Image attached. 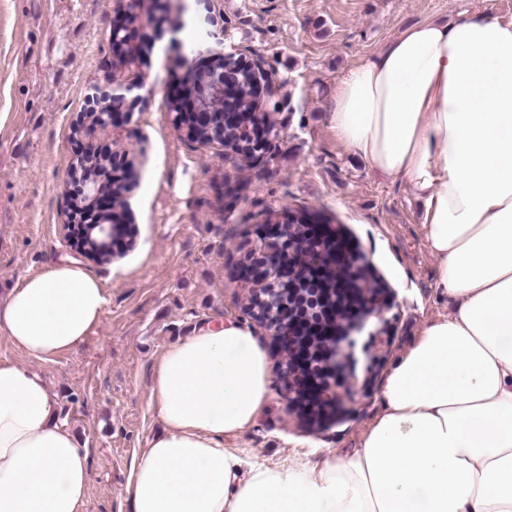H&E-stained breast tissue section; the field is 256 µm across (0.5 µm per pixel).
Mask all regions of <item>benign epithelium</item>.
I'll return each mask as SVG.
<instances>
[{
    "instance_id": "1",
    "label": "benign epithelium",
    "mask_w": 512,
    "mask_h": 512,
    "mask_svg": "<svg viewBox=\"0 0 512 512\" xmlns=\"http://www.w3.org/2000/svg\"><path fill=\"white\" fill-rule=\"evenodd\" d=\"M139 0H127L124 9L126 23L114 27L110 32V47L113 52L126 45L128 25L137 20ZM226 28L213 34L214 41L207 53L216 59L210 67L190 66L183 83L193 85L196 93L177 88L172 100L178 105L174 121L196 133L200 130L224 134L244 128L242 113L230 106L236 96L232 73L224 66L234 62L244 65L234 46L226 45ZM253 73L252 95L261 94L266 103L278 109V94L281 82L276 73L265 68L262 59L247 64ZM141 88L138 81L129 80L119 84L110 92L97 86L87 88V98L95 103L93 116L82 115L74 124V133H83L92 138L98 133L110 132L115 122L130 117L141 97L133 91ZM276 124L265 122L256 126L251 150L242 153L251 164L267 160L272 143V129ZM107 162L106 173L100 172L101 162ZM118 166L108 155L93 146L75 155L69 167L65 184L68 198L67 224L64 235L77 244L78 253L97 261L98 248L113 253L116 238L123 235L122 209L112 204L105 189V179L114 184L134 187L131 177L124 179L116 175ZM334 238L314 231L310 224H280L271 236L257 238L253 254L256 262L246 272L260 281L256 288V317L270 335L274 336L283 350L278 364V373L283 387L292 400L301 396L303 383L313 375L321 377L320 405H333L340 394L336 389V366L344 363L355 345L350 331L361 327L374 317L386 322V313L391 309L390 301L378 288L367 284L364 272L366 259L357 253L345 254L341 266H336ZM305 268L313 273L304 287H297V272ZM335 281L333 288L324 287L323 278ZM352 293L358 294L354 313L347 314L339 301Z\"/></svg>"
}]
</instances>
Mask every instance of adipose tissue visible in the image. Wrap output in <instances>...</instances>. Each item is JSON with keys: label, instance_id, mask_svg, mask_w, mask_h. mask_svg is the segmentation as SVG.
<instances>
[{"label": "adipose tissue", "instance_id": "obj_1", "mask_svg": "<svg viewBox=\"0 0 512 512\" xmlns=\"http://www.w3.org/2000/svg\"><path fill=\"white\" fill-rule=\"evenodd\" d=\"M329 125L422 206L452 300L394 364L382 411L345 459L243 464L231 440L272 397L252 331L195 329L152 367L161 432L138 449L131 512H512V21L470 14L401 31L336 81ZM101 282L75 263L0 299L23 356L68 352L98 327ZM90 450L39 370L0 359V512H86Z\"/></svg>", "mask_w": 512, "mask_h": 512}]
</instances>
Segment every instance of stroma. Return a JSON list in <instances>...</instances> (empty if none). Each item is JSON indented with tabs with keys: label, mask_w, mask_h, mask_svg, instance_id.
<instances>
[{
	"label": "stroma",
	"mask_w": 512,
	"mask_h": 512,
	"mask_svg": "<svg viewBox=\"0 0 512 512\" xmlns=\"http://www.w3.org/2000/svg\"><path fill=\"white\" fill-rule=\"evenodd\" d=\"M164 2L168 23L150 16ZM115 0H0V294L22 278L78 260L65 238L63 194L71 157L84 147L72 124L89 85L138 77L142 101L99 145L139 160L125 217L135 245L112 263L82 261L106 305L100 326L73 351L20 357L0 336V358L45 374L63 419L90 450L87 512H130L125 496L132 457L161 423L148 405L152 365L195 328L232 319L250 328L270 364L275 342L250 311L237 271L257 233L304 216L369 262L367 277L394 302L384 329L391 343H358L336 374L364 393L341 394L333 413L309 424L281 382L257 423L235 441L245 460L316 463L347 457L381 410L394 361L422 326L448 311L436 286L437 262L411 187L372 172L329 126L337 79L380 52L408 26L461 12L512 21V0H144L129 30L138 59L113 71L109 34ZM227 25L244 57H262L283 82V104L265 163L251 166L223 146L202 147L176 128L168 92L184 69L207 64L211 32ZM80 260V259H79Z\"/></svg>",
	"instance_id": "stroma-1"
}]
</instances>
